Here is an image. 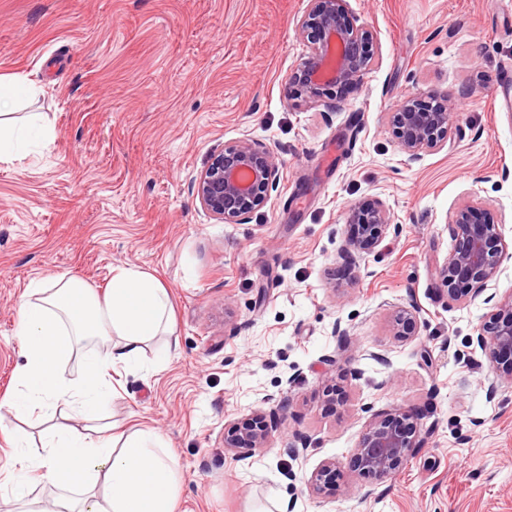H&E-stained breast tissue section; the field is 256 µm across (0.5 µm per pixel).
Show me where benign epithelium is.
<instances>
[{"mask_svg":"<svg viewBox=\"0 0 512 512\" xmlns=\"http://www.w3.org/2000/svg\"><path fill=\"white\" fill-rule=\"evenodd\" d=\"M299 34L306 39L307 52L292 74L295 100L307 106L322 102L332 88H356L373 60V32L349 20L347 0H307L299 23ZM455 102L437 106L423 103L415 95L404 97L390 113L397 130L399 146L412 161L437 152L448 141ZM282 161L271 150L250 139H242L213 154L208 165L195 177L193 188L200 206L217 222L243 224L263 208L280 181ZM352 234L347 251L367 254L374 251L391 225L390 211L381 201L355 205L348 211ZM456 245L438 276L448 299L466 304L495 281L506 255L502 223L473 201L459 207L454 216ZM492 310L476 336L477 345L487 352L495 380L489 386L495 393L501 384H512V294L495 299ZM414 321L413 312L398 309L393 314L394 335L406 336ZM421 414L400 411L373 421L354 448L353 463L363 474L387 476L395 472L423 437L418 429ZM270 428L265 418L254 414L238 422L224 438L226 448H262ZM336 461L323 462L312 476L313 488L322 494L336 492Z\"/></svg>","mask_w":512,"mask_h":512,"instance_id":"obj_1","label":"benign epithelium"}]
</instances>
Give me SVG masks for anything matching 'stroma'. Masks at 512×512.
I'll return each instance as SVG.
<instances>
[{"mask_svg": "<svg viewBox=\"0 0 512 512\" xmlns=\"http://www.w3.org/2000/svg\"><path fill=\"white\" fill-rule=\"evenodd\" d=\"M347 5L374 33L372 65L361 91L308 108L290 96L306 0H0V75L37 81L16 113L53 128L48 146L0 162V398L32 280L154 276L177 345L160 359L158 337L114 376L104 416L162 435L176 512H512V385L489 393L470 342L490 306L449 301L437 276L465 202L512 247V0ZM411 93L456 103L447 144L415 163L388 118ZM244 137L280 157V182L246 223L219 224L193 179ZM373 200L388 233L347 254V211ZM400 308L415 314L404 338ZM397 409L426 413L422 448L393 475L358 473L366 426ZM257 412L266 446L225 448ZM329 459L340 489L325 497L309 479Z\"/></svg>", "mask_w": 512, "mask_h": 512, "instance_id": "obj_1", "label": "stroma"}]
</instances>
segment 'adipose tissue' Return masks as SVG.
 <instances>
[{"label":"adipose tissue","instance_id":"adipose-tissue-1","mask_svg":"<svg viewBox=\"0 0 512 512\" xmlns=\"http://www.w3.org/2000/svg\"><path fill=\"white\" fill-rule=\"evenodd\" d=\"M40 90L27 78L0 76V161L51 140L42 115L18 119L7 111ZM171 333L169 291L140 270H118L100 292L62 276L30 282L16 327L23 361L7 405L22 424L33 419L45 430L38 453L22 425L7 434L15 473L10 500L27 497L35 475L56 494L34 512H174L176 464L160 438L146 429L116 436L100 421L114 391L113 372L139 368L145 345ZM90 341L100 343L99 352L84 359L79 379L66 378L62 365ZM63 407L89 422V432L56 429Z\"/></svg>","mask_w":512,"mask_h":512}]
</instances>
